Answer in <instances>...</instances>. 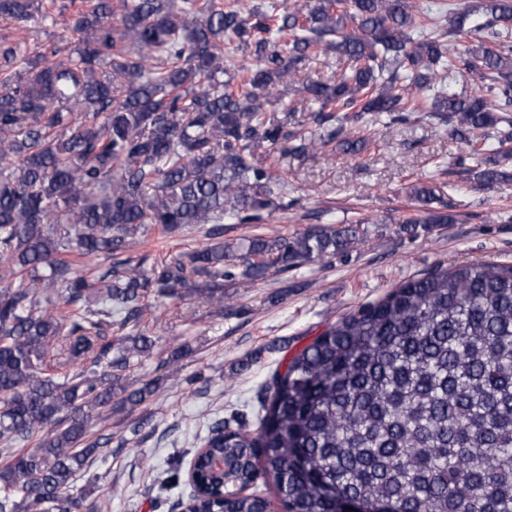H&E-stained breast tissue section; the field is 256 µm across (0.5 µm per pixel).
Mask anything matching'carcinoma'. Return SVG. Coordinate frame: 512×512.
I'll use <instances>...</instances> for the list:
<instances>
[{
  "mask_svg": "<svg viewBox=\"0 0 512 512\" xmlns=\"http://www.w3.org/2000/svg\"><path fill=\"white\" fill-rule=\"evenodd\" d=\"M15 29L77 35L29 53L0 35V512H99L90 466L112 435V390L154 342L152 305L204 282L224 313V280L330 263L365 241L354 226L224 242V223L262 224L287 182L255 162L267 142L303 153L266 106L297 82L307 53L345 68L299 92L331 112L448 116L474 180H512V0H0ZM252 62L224 80V35ZM481 83L457 89V78ZM326 142L359 155L339 126ZM414 234L454 224L445 184L412 189ZM210 243L152 262L123 257L154 226ZM240 272H234V268ZM128 329L112 337V327ZM159 385L127 390L142 404ZM255 432L236 414L201 438L192 512H337V497L389 512H512V268L437 267L339 318L272 371ZM38 442L25 447L32 438ZM224 459L215 473L211 461ZM88 475L80 494L77 475Z\"/></svg>",
  "mask_w": 512,
  "mask_h": 512,
  "instance_id": "1",
  "label": "carcinoma"
}]
</instances>
